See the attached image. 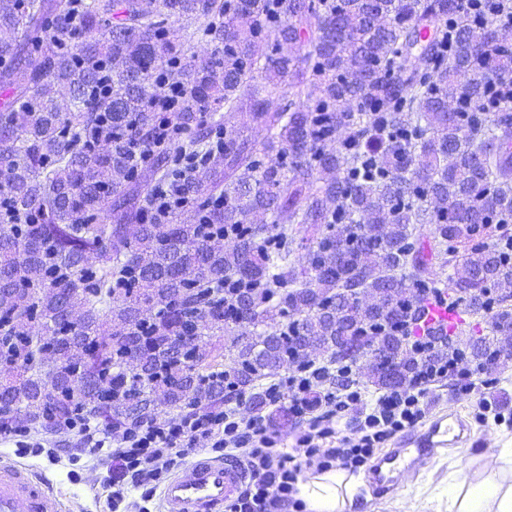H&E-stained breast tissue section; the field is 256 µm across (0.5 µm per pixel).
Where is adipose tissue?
I'll return each instance as SVG.
<instances>
[{
  "mask_svg": "<svg viewBox=\"0 0 512 512\" xmlns=\"http://www.w3.org/2000/svg\"><path fill=\"white\" fill-rule=\"evenodd\" d=\"M360 479L339 469L300 479L298 496L309 512H353ZM448 512H512V483L488 477L471 483L461 476L448 482Z\"/></svg>",
  "mask_w": 512,
  "mask_h": 512,
  "instance_id": "adipose-tissue-1",
  "label": "adipose tissue"
}]
</instances>
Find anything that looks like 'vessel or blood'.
<instances>
[{"mask_svg": "<svg viewBox=\"0 0 512 512\" xmlns=\"http://www.w3.org/2000/svg\"><path fill=\"white\" fill-rule=\"evenodd\" d=\"M468 316L464 305L434 297L425 303L413 331L420 336L448 335L466 324ZM468 432V426L451 412L435 418L426 429L403 436L388 456L372 464L376 484L386 487L395 482L401 474L398 462L405 456L421 463L436 449L458 446ZM247 477L238 459L196 453L163 486L161 512H224ZM0 512H64V507L47 483L34 480L27 467L1 456Z\"/></svg>", "mask_w": 512, "mask_h": 512, "instance_id": "vessel-or-blood-1", "label": "vessel or blood"}]
</instances>
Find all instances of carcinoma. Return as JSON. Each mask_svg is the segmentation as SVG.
<instances>
[{
  "label": "carcinoma",
  "instance_id": "1",
  "mask_svg": "<svg viewBox=\"0 0 512 512\" xmlns=\"http://www.w3.org/2000/svg\"><path fill=\"white\" fill-rule=\"evenodd\" d=\"M167 64L178 104L157 115ZM256 71L288 103L250 84ZM509 80L512 0H0V336L73 337L58 354L82 362L76 389L95 385L42 408L35 389L58 375L19 365L0 382V429L116 428L228 402L224 388L252 390L306 353L358 362L323 348L315 295L371 336L401 323L392 306L450 288L471 315L507 319L512 254L488 226L512 229ZM255 126L259 148L243 137ZM174 181L159 218L156 189ZM236 286L263 328L238 349L241 376L205 342L238 324ZM493 333L487 373L512 322ZM271 336L321 347L288 360Z\"/></svg>",
  "mask_w": 512,
  "mask_h": 512
}]
</instances>
